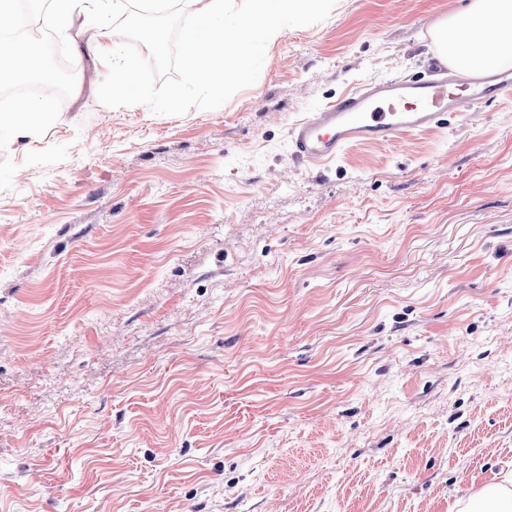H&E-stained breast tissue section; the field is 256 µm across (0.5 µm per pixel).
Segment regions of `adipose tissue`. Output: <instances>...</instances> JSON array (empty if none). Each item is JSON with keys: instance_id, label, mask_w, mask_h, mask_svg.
<instances>
[{"instance_id": "obj_1", "label": "adipose tissue", "mask_w": 512, "mask_h": 512, "mask_svg": "<svg viewBox=\"0 0 512 512\" xmlns=\"http://www.w3.org/2000/svg\"><path fill=\"white\" fill-rule=\"evenodd\" d=\"M40 22L55 33L84 43L101 62L112 100L137 99L142 71L158 52L164 33L142 32V50L131 55L112 36L110 21L125 13L129 0H31ZM230 0H189L191 10L182 28L184 84L157 102L160 111L178 106L184 92L204 102L220 99L225 89L248 79L259 45L281 37L292 20L325 13L330 0H245L247 8L228 18ZM16 22L15 0H0V85L29 76L33 65L30 41L11 36ZM443 61L465 71L512 66V0H470L465 10L439 21L432 30ZM48 100L18 103L0 113V139L12 140L37 131L52 118Z\"/></svg>"}]
</instances>
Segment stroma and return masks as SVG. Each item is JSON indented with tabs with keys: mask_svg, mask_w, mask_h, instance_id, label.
I'll return each instance as SVG.
<instances>
[{
	"mask_svg": "<svg viewBox=\"0 0 512 512\" xmlns=\"http://www.w3.org/2000/svg\"><path fill=\"white\" fill-rule=\"evenodd\" d=\"M469 0H333L203 103L79 64L0 142V512H461L512 493V88L307 168L288 129L422 76ZM52 106L46 99H29L10 112L0 113V139L12 140L37 131L52 118Z\"/></svg>",
	"mask_w": 512,
	"mask_h": 512,
	"instance_id": "1",
	"label": "stroma"
}]
</instances>
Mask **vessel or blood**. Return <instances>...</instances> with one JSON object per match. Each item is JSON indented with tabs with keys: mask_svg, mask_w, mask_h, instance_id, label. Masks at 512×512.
<instances>
[{
	"mask_svg": "<svg viewBox=\"0 0 512 512\" xmlns=\"http://www.w3.org/2000/svg\"><path fill=\"white\" fill-rule=\"evenodd\" d=\"M511 85L512 72L506 70L439 67L423 78H374L294 124L288 133L290 156L319 165L351 145L389 143L443 128L449 117L491 103Z\"/></svg>",
	"mask_w": 512,
	"mask_h": 512,
	"instance_id": "b4317fda",
	"label": "vessel or blood"
}]
</instances>
